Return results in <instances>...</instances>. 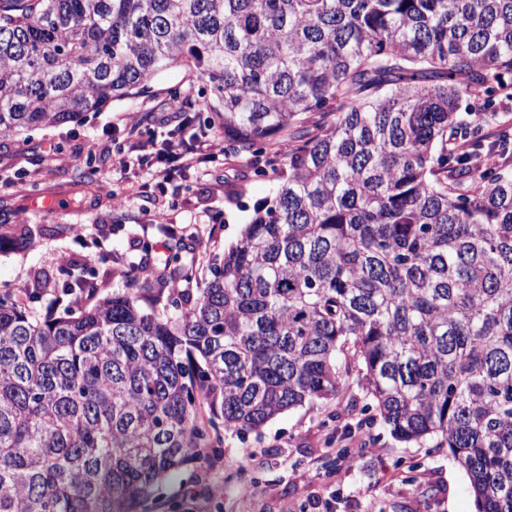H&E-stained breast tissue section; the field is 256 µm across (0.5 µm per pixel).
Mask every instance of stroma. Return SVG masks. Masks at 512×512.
I'll return each instance as SVG.
<instances>
[{
  "label": "stroma",
  "mask_w": 512,
  "mask_h": 512,
  "mask_svg": "<svg viewBox=\"0 0 512 512\" xmlns=\"http://www.w3.org/2000/svg\"><path fill=\"white\" fill-rule=\"evenodd\" d=\"M177 92L191 108L174 107ZM205 94L201 82L171 69L148 92L79 121L0 140V224L34 232L27 243H0V293L70 274L110 292L122 285L116 270L144 251L166 259L173 232L192 245L199 273L222 259L270 197L271 181L228 157L173 174L164 192L143 193L145 171L112 167L127 140L163 141L182 115L191 129L222 133ZM19 179L20 190L12 186ZM374 415L363 398L353 409L306 405L225 435L218 454L166 478L143 512H475L468 478L447 449L398 441ZM215 485L223 496L212 495Z\"/></svg>",
  "instance_id": "stroma-1"
}]
</instances>
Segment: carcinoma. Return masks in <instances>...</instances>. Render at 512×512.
<instances>
[{
  "mask_svg": "<svg viewBox=\"0 0 512 512\" xmlns=\"http://www.w3.org/2000/svg\"><path fill=\"white\" fill-rule=\"evenodd\" d=\"M172 66L274 196L207 279L176 243L77 313L0 294V512H140L218 426L353 374L396 438L447 444L477 512H512V169L448 150L478 144L463 97L512 87V0H0V136ZM58 287L97 293L34 284Z\"/></svg>",
  "mask_w": 512,
  "mask_h": 512,
  "instance_id": "obj_1",
  "label": "carcinoma"
}]
</instances>
